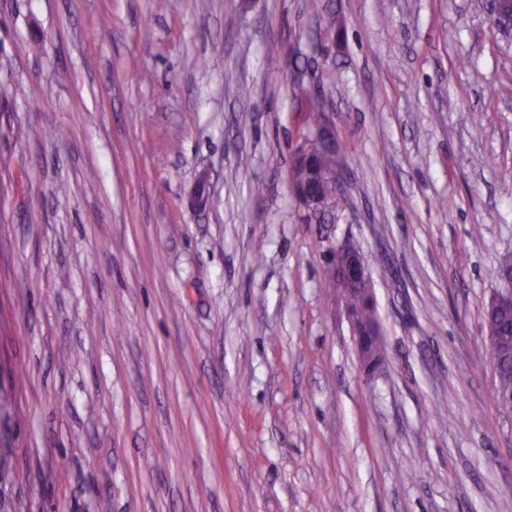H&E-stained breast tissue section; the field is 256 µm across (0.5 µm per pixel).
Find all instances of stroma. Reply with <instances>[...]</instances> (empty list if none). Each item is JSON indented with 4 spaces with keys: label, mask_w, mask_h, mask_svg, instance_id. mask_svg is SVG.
Wrapping results in <instances>:
<instances>
[{
    "label": "stroma",
    "mask_w": 512,
    "mask_h": 512,
    "mask_svg": "<svg viewBox=\"0 0 512 512\" xmlns=\"http://www.w3.org/2000/svg\"><path fill=\"white\" fill-rule=\"evenodd\" d=\"M302 87L347 169L326 224ZM348 241L374 375L325 274ZM507 253L488 0H0V512H512ZM307 103V115L305 118L306 133L302 138L308 137L309 130H312L320 121L323 112L325 113L319 125L311 133V139L318 144L319 149L334 158L336 165L326 170H313L312 181L300 186L292 180V191L299 204L304 208L310 217L321 216L331 209V203L323 197L322 188L328 184L335 187L336 196L346 191L345 173L343 170V156L340 144L336 136V127L332 119V112H325V103L321 95L311 94L305 89L300 90ZM494 315L499 323L501 342L497 346L489 345L488 359L495 375L494 401L500 410L512 412V403L501 400V393L512 392V308H500L494 311L489 302L486 320Z\"/></svg>",
    "instance_id": "1"
}]
</instances>
